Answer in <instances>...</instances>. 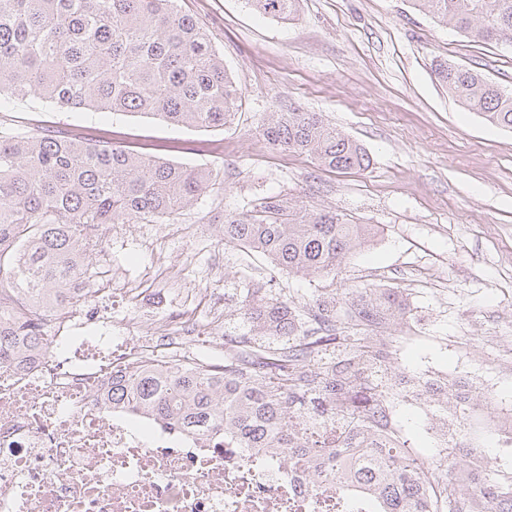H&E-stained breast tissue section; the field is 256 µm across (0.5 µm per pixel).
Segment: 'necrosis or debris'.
Returning a JSON list of instances; mask_svg holds the SVG:
<instances>
[{
    "instance_id": "4bbe7bcc",
    "label": "necrosis or debris",
    "mask_w": 512,
    "mask_h": 512,
    "mask_svg": "<svg viewBox=\"0 0 512 512\" xmlns=\"http://www.w3.org/2000/svg\"><path fill=\"white\" fill-rule=\"evenodd\" d=\"M200 325L129 322L88 290L64 304L46 348L0 360V512H367L336 505V484L293 465L284 448H241L113 407L114 374L195 357L224 343V311Z\"/></svg>"
}]
</instances>
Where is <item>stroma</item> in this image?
<instances>
[{
  "label": "stroma",
  "instance_id": "stroma-1",
  "mask_svg": "<svg viewBox=\"0 0 512 512\" xmlns=\"http://www.w3.org/2000/svg\"><path fill=\"white\" fill-rule=\"evenodd\" d=\"M180 7L209 32L242 92L224 128L38 103L0 112L1 123L20 130L84 128L216 176L219 190L175 219L185 228L209 225L208 235L116 225L111 243L90 256L85 280L98 289L116 273L147 287L143 304L123 297L112 304L113 314L139 320L180 306L206 314L210 295L233 309L236 288L249 281L306 302L325 280L287 275L224 244V221L282 195L371 225L375 237L346 256L337 287L408 289L412 317L387 333L392 371L480 382L492 402L460 431L495 469L512 472V449L497 447L492 428L496 416L512 414V376L489 366L512 361V129L463 109L430 70L432 59L444 58L512 91V47L469 43L409 0H299L285 23L245 0H180ZM292 109L322 113L364 148L369 167L331 173L268 144L262 129L270 113ZM396 416L409 447L431 456L437 440L425 406L399 405Z\"/></svg>",
  "mask_w": 512,
  "mask_h": 512
}]
</instances>
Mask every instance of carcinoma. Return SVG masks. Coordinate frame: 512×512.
<instances>
[{
  "label": "carcinoma",
  "mask_w": 512,
  "mask_h": 512,
  "mask_svg": "<svg viewBox=\"0 0 512 512\" xmlns=\"http://www.w3.org/2000/svg\"><path fill=\"white\" fill-rule=\"evenodd\" d=\"M288 21L297 0H246ZM414 9L482 46H512V0H412ZM432 73L464 109L512 129V93L472 68L434 59ZM35 101L68 112L152 115L169 124L222 128L241 91L208 32L178 0H0V112ZM278 149L310 155L329 171L366 169L370 158L316 112H275L264 129ZM217 179L158 156L69 131L20 132L0 123V356L37 352L61 304L82 292L87 232L95 224L153 223L213 191ZM370 229L336 212L279 196L225 221L224 243L265 256L289 275L336 283ZM300 334L292 302L251 283L224 323V362H189L112 378V407L141 411L183 430L223 427L242 448H287L294 462L329 454L292 427L297 415L336 424V466L346 448V486L371 495L374 512H512V479L489 467H457L471 447L449 432L422 458L393 418L399 401L448 413L460 380L389 372L387 343L369 334L410 319L405 289L319 288Z\"/></svg>",
  "instance_id": "cac0c4a2"
}]
</instances>
